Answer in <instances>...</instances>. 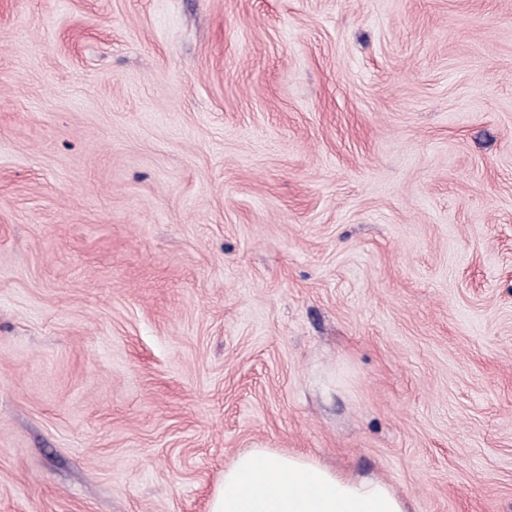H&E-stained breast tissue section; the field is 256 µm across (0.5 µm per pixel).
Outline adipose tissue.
<instances>
[{"mask_svg": "<svg viewBox=\"0 0 512 512\" xmlns=\"http://www.w3.org/2000/svg\"><path fill=\"white\" fill-rule=\"evenodd\" d=\"M209 512H409V502L377 476L254 448L225 465Z\"/></svg>", "mask_w": 512, "mask_h": 512, "instance_id": "adipose-tissue-1", "label": "adipose tissue"}]
</instances>
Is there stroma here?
<instances>
[{"label": "stroma", "mask_w": 512, "mask_h": 512, "mask_svg": "<svg viewBox=\"0 0 512 512\" xmlns=\"http://www.w3.org/2000/svg\"><path fill=\"white\" fill-rule=\"evenodd\" d=\"M249 448L512 512V0H0V512Z\"/></svg>", "instance_id": "obj_1"}]
</instances>
